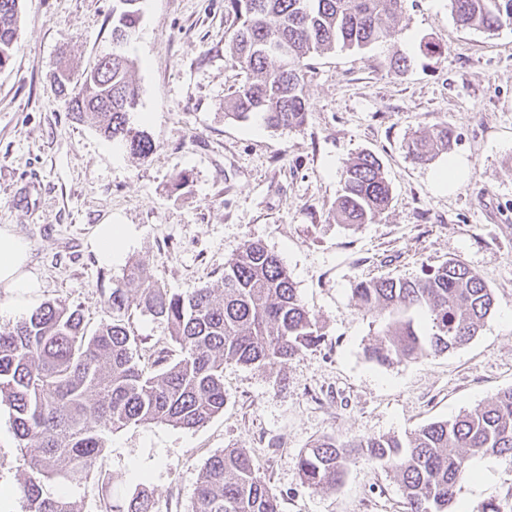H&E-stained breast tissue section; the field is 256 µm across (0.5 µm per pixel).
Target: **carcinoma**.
I'll use <instances>...</instances> for the list:
<instances>
[{
    "instance_id": "cac0c4a2",
    "label": "carcinoma",
    "mask_w": 512,
    "mask_h": 512,
    "mask_svg": "<svg viewBox=\"0 0 512 512\" xmlns=\"http://www.w3.org/2000/svg\"><path fill=\"white\" fill-rule=\"evenodd\" d=\"M20 0H0V69L11 59L19 31ZM405 0H224L235 30L231 57L246 81L225 109L238 119L255 115L268 128L295 129L309 112L305 60L336 48L364 49L392 36ZM140 0H116L112 51L74 83L53 73L56 93L72 119L94 121L100 134L146 159L152 141L129 125L139 105L136 62L125 46L140 21ZM461 28L496 33L512 25V0H449ZM288 50L283 58L272 43ZM453 132L439 125L412 139L407 150L428 161L451 149ZM390 184L379 160L360 154L345 165L332 209L338 224H369L388 205ZM224 288L183 295L158 283L143 263L132 265L105 303L112 317L87 334L77 308L46 303L0 331V405L9 408L19 446L30 449L20 483L28 512H82L70 493L98 475L105 512H158L147 476L134 474L119 495L117 478L103 469L109 434L130 425L167 423L195 428L224 411V364L266 367L312 349L322 333L300 300L279 256L250 241L224 263ZM365 312L384 320L366 350L379 366L453 351L476 336L495 297L481 275L457 259L415 278L376 277L353 284ZM136 311L164 320L179 358L149 375L136 357L129 320ZM512 459V388L453 420L424 424L404 437L341 442L315 440L297 461L301 482L313 490L341 484L359 457L390 469L403 495V512H454L460 484L475 457ZM59 481L47 497L42 480ZM188 512H280L277 495L242 448L221 450L202 468ZM472 512H512V487Z\"/></svg>"
}]
</instances>
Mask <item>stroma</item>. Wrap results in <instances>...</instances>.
<instances>
[{
    "label": "stroma",
    "mask_w": 512,
    "mask_h": 512,
    "mask_svg": "<svg viewBox=\"0 0 512 512\" xmlns=\"http://www.w3.org/2000/svg\"><path fill=\"white\" fill-rule=\"evenodd\" d=\"M113 0H20V30L0 69V225L30 244L39 302L79 308L87 329L133 263L161 285L190 293L222 285L224 263L262 242L286 266L323 338L285 364L224 366L222 413L194 429L131 425L108 437L113 475L149 477L159 512H186L206 459L245 449L278 495L281 512H402L393 472L358 459L342 485L312 490L300 453L332 435L349 442L404 436L451 420L512 387V25L489 34L458 27L448 0H406L394 35L362 50L308 59L309 112L297 129L232 119L224 101L245 80L227 45L224 0H143L126 52L138 62L139 106L130 125L155 145L148 159L110 147L91 122L68 116L52 86L59 60L73 78L112 48ZM406 72L388 70L394 53ZM448 124L449 155L412 160L416 132ZM375 155L391 185L373 223L331 216L344 165ZM456 185L440 186L449 161ZM187 180L173 188L172 179ZM125 225L119 262L99 261L96 225ZM456 258L476 270L496 304L466 345L416 362L379 366L365 348L377 327L351 288L367 277L408 278ZM146 371L179 351L164 321L133 314ZM457 512L512 487V459H479ZM28 470L11 413L0 405V512H26L18 487Z\"/></svg>",
    "instance_id": "obj_1"
}]
</instances>
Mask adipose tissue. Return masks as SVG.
<instances>
[{"label": "adipose tissue", "instance_id": "ef3b65f1", "mask_svg": "<svg viewBox=\"0 0 512 512\" xmlns=\"http://www.w3.org/2000/svg\"><path fill=\"white\" fill-rule=\"evenodd\" d=\"M30 245L12 225L0 226V297L12 308H28L38 295L40 280L29 268Z\"/></svg>", "mask_w": 512, "mask_h": 512}]
</instances>
